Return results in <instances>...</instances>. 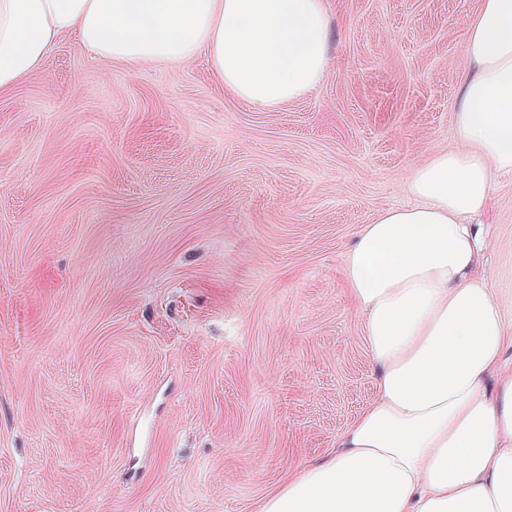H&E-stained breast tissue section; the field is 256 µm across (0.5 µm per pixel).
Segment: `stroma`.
<instances>
[{
    "label": "stroma",
    "instance_id": "1",
    "mask_svg": "<svg viewBox=\"0 0 512 512\" xmlns=\"http://www.w3.org/2000/svg\"><path fill=\"white\" fill-rule=\"evenodd\" d=\"M325 5L331 65L274 110L71 36L0 97V512H254L373 399L343 265L455 146L481 0ZM491 201L512 327V174Z\"/></svg>",
    "mask_w": 512,
    "mask_h": 512
}]
</instances>
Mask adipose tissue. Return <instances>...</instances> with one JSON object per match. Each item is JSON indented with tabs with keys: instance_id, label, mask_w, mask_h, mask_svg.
<instances>
[{
	"instance_id": "ef3b65f1",
	"label": "adipose tissue",
	"mask_w": 512,
	"mask_h": 512,
	"mask_svg": "<svg viewBox=\"0 0 512 512\" xmlns=\"http://www.w3.org/2000/svg\"><path fill=\"white\" fill-rule=\"evenodd\" d=\"M67 35L130 66L205 58L259 108L330 65L324 0H0V94ZM464 59L457 147L414 170V205L364 225L344 266L375 397L257 512H512V329L477 272L492 177L512 173V0H481Z\"/></svg>"
}]
</instances>
